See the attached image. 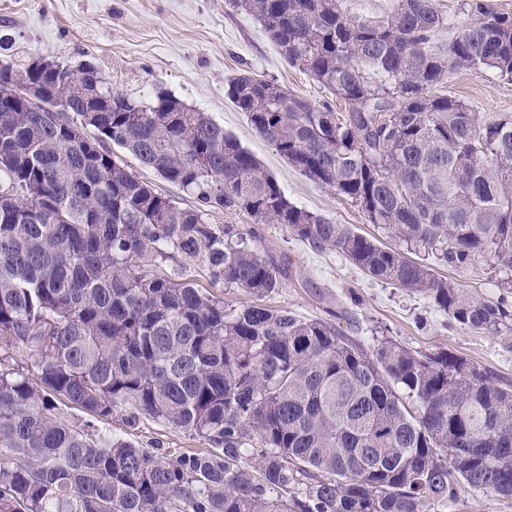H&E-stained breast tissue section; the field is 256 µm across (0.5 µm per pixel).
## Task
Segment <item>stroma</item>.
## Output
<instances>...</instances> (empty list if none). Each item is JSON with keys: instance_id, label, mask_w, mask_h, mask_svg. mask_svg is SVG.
I'll list each match as a JSON object with an SVG mask.
<instances>
[{"instance_id": "1", "label": "stroma", "mask_w": 512, "mask_h": 512, "mask_svg": "<svg viewBox=\"0 0 512 512\" xmlns=\"http://www.w3.org/2000/svg\"><path fill=\"white\" fill-rule=\"evenodd\" d=\"M44 57L78 66L101 67L115 89L144 100L158 89L208 113L253 152L288 198L367 237L381 231L333 191L309 181L290 166L228 101L230 78L265 76L313 103L329 92L288 65L258 23L230 0H0V60L24 65ZM474 111L512 113V82L494 73L458 70L445 86ZM263 246L273 256L287 254L292 278L271 303L307 316H323L326 300L347 309L357 321L350 337L370 343L387 336L418 351L440 348L463 355L512 380V330L481 334L452 327L426 298L370 280L345 257L316 252L279 224L262 227ZM114 435L146 448H196L198 439L147 421L130 427L115 418ZM443 512H512V499L487 490L461 489Z\"/></svg>"}]
</instances>
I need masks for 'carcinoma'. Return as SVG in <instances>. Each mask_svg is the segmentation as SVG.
Listing matches in <instances>:
<instances>
[{"mask_svg": "<svg viewBox=\"0 0 512 512\" xmlns=\"http://www.w3.org/2000/svg\"><path fill=\"white\" fill-rule=\"evenodd\" d=\"M288 64L344 106L251 74L225 91L296 170L353 204L395 248L291 202L205 112L160 89L114 90L98 67L44 77L0 61V512H440L462 487L512 498V382L387 336L366 347L268 299L290 278L263 251L281 224L368 277L420 294L473 333L512 321V115L443 93L457 69L512 81V13L440 0L378 18L344 0H232ZM109 97L110 112H84ZM197 200L138 178L112 146ZM222 211L251 223L215 224ZM485 267L493 301L413 261ZM180 257L233 306L146 267ZM89 416L66 419L61 407ZM206 447L141 448L118 414Z\"/></svg>", "mask_w": 512, "mask_h": 512, "instance_id": "1", "label": "carcinoma"}]
</instances>
